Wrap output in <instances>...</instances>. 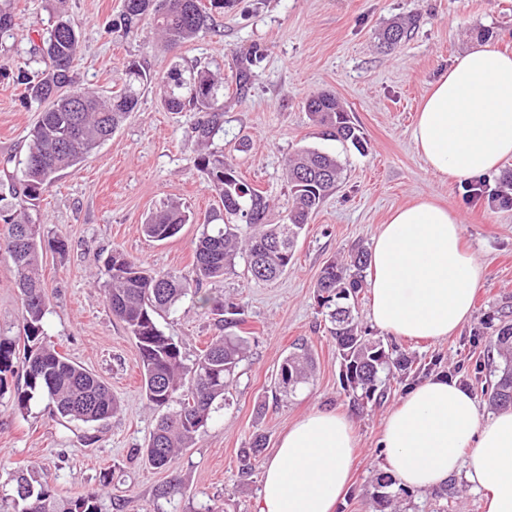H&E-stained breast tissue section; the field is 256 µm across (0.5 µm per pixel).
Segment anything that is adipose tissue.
<instances>
[{"label": "adipose tissue", "mask_w": 512, "mask_h": 512, "mask_svg": "<svg viewBox=\"0 0 512 512\" xmlns=\"http://www.w3.org/2000/svg\"><path fill=\"white\" fill-rule=\"evenodd\" d=\"M431 170L458 181L495 173L512 156V55L476 45L423 99L413 129ZM484 267L462 242L458 214L431 199L394 211L373 238L369 317L397 337L442 340L467 322ZM357 440L350 420L313 411L289 425L264 467L257 512H335ZM382 466L410 491L458 471L484 512H512V409L480 418L473 396L444 375L413 386L388 414Z\"/></svg>", "instance_id": "1"}]
</instances>
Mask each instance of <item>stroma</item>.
<instances>
[{
	"mask_svg": "<svg viewBox=\"0 0 512 512\" xmlns=\"http://www.w3.org/2000/svg\"><path fill=\"white\" fill-rule=\"evenodd\" d=\"M122 0H14L20 25L0 36V159L24 156L27 134L39 109L23 106V89L11 80L36 69L38 29L66 12L81 32L74 68L77 85L104 95L119 91L122 67L146 58L164 75L175 58L201 61L224 76V132L215 148L246 181L272 201L269 221H286L289 189L285 161L302 147L336 155L341 182L314 213L296 247L293 266L272 283L251 279L244 261L206 293L246 307L248 344L223 409L213 412L193 447L172 469H156L133 458L145 447L158 414L149 409L141 386L135 340L108 308L104 262L113 249L157 271L194 276L196 224L173 238L152 241L141 226L150 212L177 201L195 216L218 207L193 164L189 112L166 111L156 88L142 92L136 112L85 161L65 170L33 210L46 239H61L67 250L45 251L41 274L50 298L45 329L59 351L108 384L119 410L107 424L88 426L52 415L46 401L18 409L12 392L0 395V512H14L10 476L18 469L50 475L57 493L72 498L109 484L102 512H255L266 462L288 426L313 410L346 414L359 441L348 492L336 512H378L370 493L381 473L379 441L389 411L407 390L438 374L461 368L480 416L492 409L481 393L494 381L491 335L512 320V207L491 205L488 194L512 173V158L498 174L480 178L483 197H472L464 182L434 173L416 150L412 131L430 84L455 58L478 41L512 51V0H236L217 15L213 30L178 51H169L150 28L121 37L107 27ZM411 20L408 36L392 52L378 34L389 22ZM262 58L247 92L238 93L236 74L251 53ZM326 90L336 95L367 142L365 151L322 136L309 118L307 98ZM430 197L457 213L461 233L484 265L471 318L444 340L395 337L371 323L369 296L356 306L365 336L413 357V371L392 382L379 403L354 400L343 389L341 365L316 283L323 267L372 238L398 207ZM19 297L7 263L0 262V336L17 337ZM166 335L193 361L219 330L214 315L192 299L159 317ZM312 352L310 384L284 397L273 382L294 343ZM266 446L250 476L239 473L240 453L254 435ZM166 496H159L162 486ZM449 496L433 491L403 492L409 512H483L482 496L464 476L450 478Z\"/></svg>",
	"mask_w": 512,
	"mask_h": 512,
	"instance_id": "obj_1",
	"label": "stroma"
}]
</instances>
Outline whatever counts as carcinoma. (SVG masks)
Returning a JSON list of instances; mask_svg holds the SVG:
<instances>
[{"mask_svg":"<svg viewBox=\"0 0 512 512\" xmlns=\"http://www.w3.org/2000/svg\"><path fill=\"white\" fill-rule=\"evenodd\" d=\"M234 0H123L122 9L108 22L112 33L127 37L147 24L165 45L175 50L215 27V15ZM20 26L12 0H0V34ZM406 23L395 21L383 30L382 44L395 49L407 36ZM80 35L70 19L59 15L46 28L37 48L48 68L22 70L14 81L24 86V102L47 104L27 134L24 158L9 157L0 164L7 194L0 196V220L7 233L0 236V257L10 263L20 300L23 331L22 366L16 365V340L0 336V392L8 379L21 374L23 384L14 389V402L26 410L31 402L45 399L52 414L96 425L112 418L118 405L111 389L95 374L73 363L48 340L44 318L49 295L39 268L44 247L63 252V240L45 242L42 224L31 210L59 174L83 162L112 137L131 112L141 91L154 83L169 112H192L196 119L191 136L198 145L195 167L216 194L221 207L212 209L202 222L195 247L196 278L192 281L175 271L155 272L140 261L115 249L105 260L109 276L107 302L112 314L123 322L136 340L142 362V389L147 405L160 417L144 448L134 449L153 468L169 469L179 452L192 447L203 432L210 414L222 406L231 376L243 360L246 337L238 334L245 324V306L213 297L202 285L224 277L238 257L245 258L252 279L269 282L292 265L298 238L324 199L341 180L343 168L336 156L315 148H303L285 163V176L292 193L288 223L268 221L270 204L263 192L241 179L224 154L211 148L224 131V82L198 64L175 61L160 78L147 63L131 59L124 63L123 86L103 97L76 85L74 62ZM312 122L324 134L364 149L360 130L349 113L330 93H318L306 102ZM193 222L181 204L172 202L151 213L142 231L163 241L176 236ZM369 253L352 251L344 262L332 261L321 271L317 298L330 323V335L340 358L347 386L360 399L380 401L386 383L401 378L411 368L403 353L389 352L379 341L362 335L355 317V304L363 288ZM217 316L224 334L201 350L192 367V381L182 390L185 364L181 347L159 327L156 317L174 310L187 296ZM494 345L502 360L498 379L483 391L495 408L512 407V324L501 326ZM315 370L312 353L294 348L283 358L276 377L279 391L291 395L309 383ZM265 447L256 435L241 455V475L252 471V459ZM15 498L22 512H101L100 500L107 480L84 494L60 499L48 479L38 480L22 471L12 474ZM395 482L388 475L377 478L373 498L383 507L397 500Z\"/></svg>","mask_w":512,"mask_h":512,"instance_id":"1","label":"carcinoma"}]
</instances>
